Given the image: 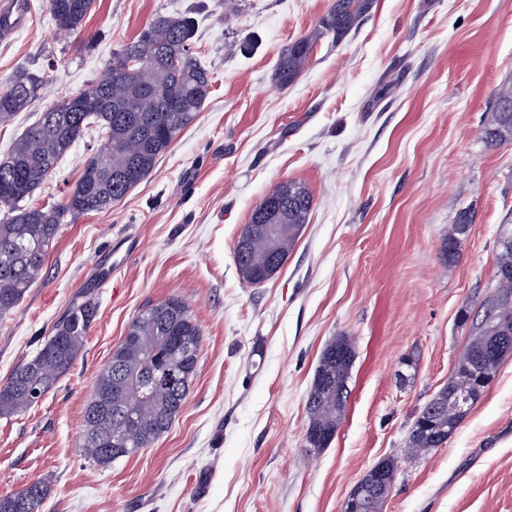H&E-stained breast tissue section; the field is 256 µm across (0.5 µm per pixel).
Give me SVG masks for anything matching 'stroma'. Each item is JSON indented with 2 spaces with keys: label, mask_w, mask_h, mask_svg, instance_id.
I'll return each instance as SVG.
<instances>
[{
  "label": "stroma",
  "mask_w": 512,
  "mask_h": 512,
  "mask_svg": "<svg viewBox=\"0 0 512 512\" xmlns=\"http://www.w3.org/2000/svg\"><path fill=\"white\" fill-rule=\"evenodd\" d=\"M29 2L26 26L0 41V86L21 70L46 84L0 125V155L157 13L196 19L212 88L143 182L63 226L41 278L0 321L1 381L83 292L98 304L68 374L35 407L0 416V495L45 479L42 512H342L355 483L394 458L382 512H512V356L447 444L404 454L466 347L459 315L482 319L498 241L512 233V144L483 138L512 81V0H376L287 86L273 79L280 52L331 0H96L70 37L48 0ZM101 145L79 140L33 203L61 200ZM294 180L312 194L309 222L281 270L247 284L238 235ZM462 214L471 223L448 262L443 240ZM172 296L202 331L181 411L151 447L96 464L80 440L97 376L139 311ZM338 336L355 350L346 409L313 450L306 395Z\"/></svg>",
  "instance_id": "stroma-1"
}]
</instances>
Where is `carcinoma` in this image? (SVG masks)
I'll list each match as a JSON object with an SVG mask.
<instances>
[{
    "instance_id": "cac0c4a2",
    "label": "carcinoma",
    "mask_w": 512,
    "mask_h": 512,
    "mask_svg": "<svg viewBox=\"0 0 512 512\" xmlns=\"http://www.w3.org/2000/svg\"><path fill=\"white\" fill-rule=\"evenodd\" d=\"M95 0H48L56 29L81 31ZM375 0H332L307 35L280 55L275 81L287 86L303 72L316 43L342 41L356 31ZM196 23L188 15L155 14L129 42L113 50L112 61L85 88L50 105L0 158V320L19 306L39 279L49 247L63 224L106 210L121 201L154 169L175 138L197 118L212 87L210 71L193 49ZM134 59L150 82L126 69ZM42 77L17 74L0 88V123H6L39 98ZM494 119L484 130L492 146L512 142V86L495 95ZM97 130L107 148L89 154L78 179L60 202L26 205L59 161L86 131ZM280 195L279 210L269 215L272 234L244 225L234 256L242 279L260 285L284 266L309 218L313 198L301 183L290 181L271 191ZM471 223L460 215L448 230L442 254L458 253L460 236ZM498 288L481 322L472 329L466 349L446 384L416 414L406 440L407 452L426 454L442 447L471 406L492 382L512 345L495 348L493 337L502 318L512 317V234L500 237L496 257ZM97 314L91 295L71 304L56 321L39 351L0 382V416L27 411L50 392L73 366ZM202 338L188 305L179 297L142 310L120 345L101 369L83 415V447L98 464L137 454L165 434L178 416L196 374ZM355 353L344 336L322 350L305 409L306 447H326L344 416ZM126 440L116 452L103 451L116 435ZM51 493L46 480L0 496V512H41Z\"/></svg>"
}]
</instances>
